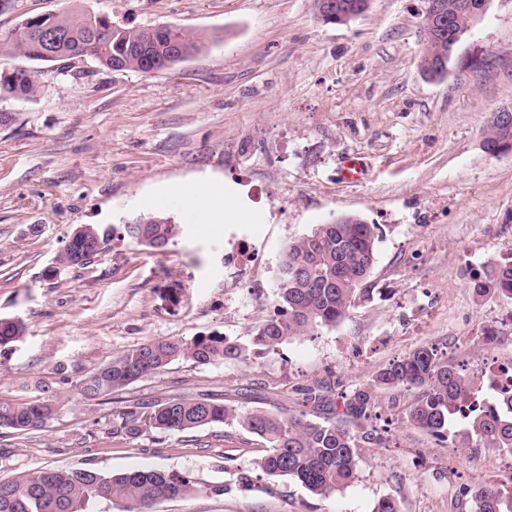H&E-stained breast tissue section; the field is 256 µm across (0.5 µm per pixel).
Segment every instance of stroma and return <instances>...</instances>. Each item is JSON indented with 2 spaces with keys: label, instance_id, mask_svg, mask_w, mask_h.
Masks as SVG:
<instances>
[{
  "label": "stroma",
  "instance_id": "35a3bbf8",
  "mask_svg": "<svg viewBox=\"0 0 512 512\" xmlns=\"http://www.w3.org/2000/svg\"><path fill=\"white\" fill-rule=\"evenodd\" d=\"M65 9L176 26L204 45L156 74L90 59L0 61L1 70L39 72L33 98L0 100L13 116L0 126V318L26 327L0 348V398H58L45 428L0 432V478L158 468L195 484L150 512H373L387 496L401 512H470L482 486L511 492L512 466L464 449L466 420L450 421L446 448L411 426L410 391L378 394L388 429L359 448L354 481L326 498L259 470L266 446L239 426L131 435L117 413L215 397L289 416L305 411L306 388L339 400L424 345L477 377L512 357V296L474 291L512 256V155L481 144L492 113L512 104V0H490L441 81L419 66L425 0H371L343 25L322 22L316 0H16L0 31ZM351 157L362 168L356 182L339 175ZM197 185L223 188L246 220L192 223L181 195ZM149 213L179 226L165 250L123 235V224ZM342 215L381 229L372 300L334 326L255 346L276 305L283 248ZM84 224L106 231L103 252L57 266ZM242 241L262 260L233 279ZM170 336H221L247 345L250 359L179 360L113 400L80 395L87 373Z\"/></svg>",
  "mask_w": 512,
  "mask_h": 512
}]
</instances>
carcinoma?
Wrapping results in <instances>:
<instances>
[{"mask_svg":"<svg viewBox=\"0 0 512 512\" xmlns=\"http://www.w3.org/2000/svg\"><path fill=\"white\" fill-rule=\"evenodd\" d=\"M452 29L469 31L470 19L456 12L458 0H442ZM347 5L342 19L319 15L326 24H345L362 13L367 0H341ZM59 34L51 54L43 52L40 33ZM448 36L425 45L422 70L433 80L446 75L441 51ZM201 38L172 26L127 27L112 23L109 16L65 11L26 18L20 27L0 32V59L22 56L36 62L91 58L113 71L153 73L145 53L166 62V68L199 52ZM37 91L34 72L14 69L0 72V97L29 99ZM178 225L163 214L137 217L123 226L128 238L139 243L147 236L165 245L177 235ZM82 244H66L56 264L83 266L91 262L105 242L99 227L82 230ZM379 228L375 224H319L283 250L284 270L278 284L272 315L256 327L253 343L275 348L290 336L319 327L334 326L350 309L370 299L367 288L376 260ZM475 291L512 296V259L499 264ZM25 326L18 319H0V345L16 341ZM247 350L222 337L154 338L115 357L79 380L83 396L103 398L124 390L170 363L190 360L200 365L219 361L247 360ZM418 390L407 412V421L427 433L440 446L448 445V417L461 413L470 420L471 435L487 448L512 454V405L484 410L482 386L463 365L442 358L432 346L420 347L379 367L370 383L342 397V409L320 420L301 412L283 417L265 409L241 410L213 398H173L141 411L126 407L118 413L121 426L136 435L145 428L185 432L213 423L237 424L261 438L266 454L256 466L269 476L292 479L316 496H328L351 483L357 475V448L372 443L365 429L377 393L383 390ZM57 412L56 400L44 397L18 402L0 398V429L23 432L41 428ZM194 491L191 480L155 469H136L102 475L92 469L41 468L0 479V512H83L86 503L103 498L120 501L124 512H149L157 502ZM503 493L495 485L480 488L473 497V512H503Z\"/></svg>","mask_w":512,"mask_h":512,"instance_id":"1","label":"carcinoma"}]
</instances>
